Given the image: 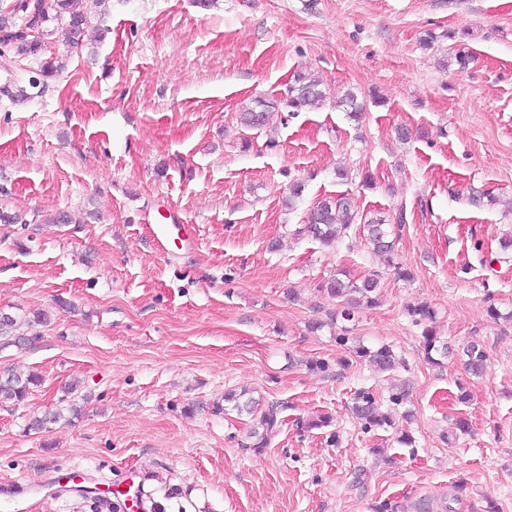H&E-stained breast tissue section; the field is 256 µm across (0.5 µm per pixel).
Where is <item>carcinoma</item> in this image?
<instances>
[{
  "label": "carcinoma",
  "mask_w": 512,
  "mask_h": 512,
  "mask_svg": "<svg viewBox=\"0 0 512 512\" xmlns=\"http://www.w3.org/2000/svg\"><path fill=\"white\" fill-rule=\"evenodd\" d=\"M82 0H32L28 4H20L21 10L27 13L26 28L38 31L51 20L65 24L64 34L73 48L81 46V36L86 17L81 10ZM0 43L15 45L20 54H33L42 47L39 40H28L23 31L8 29L5 18L0 16ZM326 98L322 80L312 73H298L293 76L292 83L286 92L279 97L257 98L252 104L239 112V122L246 129L259 130L267 125L273 112H300L314 102ZM357 224L362 229L372 253L394 262L395 242L386 227L385 219L369 216L354 208L346 194L326 197L312 206L307 213L305 224L298 233L307 235L325 246H332L346 236L351 226ZM320 288L341 303L340 316L345 321L354 319L355 314L365 307L377 302L379 281L375 277H367L359 282L349 278L343 279L335 274L321 283ZM17 321L9 314L0 315V348L19 346L24 337L16 335ZM424 347L427 359L433 355L446 357L452 353L448 344L442 342L431 328L423 332ZM356 357L369 362L380 372H390L396 368L398 360L387 346L371 349L363 345L355 347ZM461 357L465 370L473 375H481L486 367L487 353L483 345L474 340L462 347ZM40 384V378L33 375L10 373L0 377V402H21L30 393L31 388ZM75 415L78 408L71 404L42 417L33 419L28 427L34 430H47L52 424L65 418L64 411ZM352 412L364 428L390 426L393 424L392 414L381 411L376 397L367 390L356 393L352 403ZM260 430L255 432V446L263 448L268 436L278 428V416L271 408L263 413L259 420Z\"/></svg>",
  "instance_id": "carcinoma-1"
}]
</instances>
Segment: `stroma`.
Returning a JSON list of instances; mask_svg holds the SVG:
<instances>
[{
  "label": "stroma",
  "mask_w": 512,
  "mask_h": 512,
  "mask_svg": "<svg viewBox=\"0 0 512 512\" xmlns=\"http://www.w3.org/2000/svg\"><path fill=\"white\" fill-rule=\"evenodd\" d=\"M46 28L37 54L0 44V212L22 218L0 223V311L26 338L0 349V374L42 379L0 406V483L76 465L116 483L139 470L146 492L174 489L167 512H512V0H103L79 48ZM52 59L63 69L42 77ZM298 70L326 101L270 134L241 128L242 106ZM18 85L29 98L4 95ZM341 192L387 218L406 204L409 278L360 234L331 248L297 235ZM155 224L187 236L157 248ZM339 271L380 277L350 322L319 289ZM420 304L451 348L483 344V375L427 361L408 313ZM356 344L402 365L377 372ZM400 380L411 394L397 406ZM361 388L395 427L355 419ZM230 391L257 412L225 403ZM68 397L79 415L28 430ZM272 406L281 425L256 447ZM321 416L329 426L304 430Z\"/></svg>",
  "instance_id": "35a3bbf8"
}]
</instances>
